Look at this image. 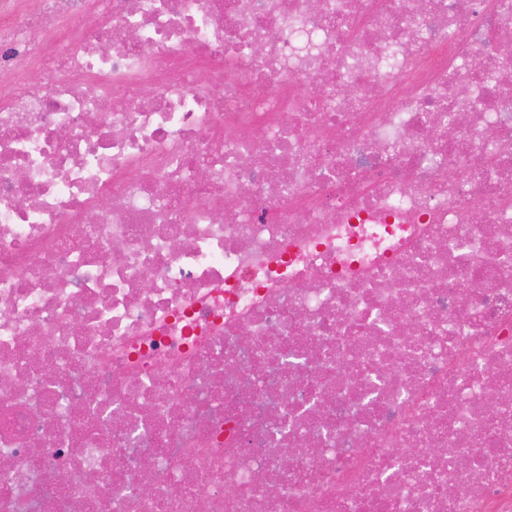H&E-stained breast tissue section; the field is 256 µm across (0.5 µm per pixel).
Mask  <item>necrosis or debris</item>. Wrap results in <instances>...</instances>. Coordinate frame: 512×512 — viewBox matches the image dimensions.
<instances>
[{"label":"necrosis or debris","instance_id":"necrosis-or-debris-1","mask_svg":"<svg viewBox=\"0 0 512 512\" xmlns=\"http://www.w3.org/2000/svg\"><path fill=\"white\" fill-rule=\"evenodd\" d=\"M507 31L0 0V512H512Z\"/></svg>","mask_w":512,"mask_h":512}]
</instances>
